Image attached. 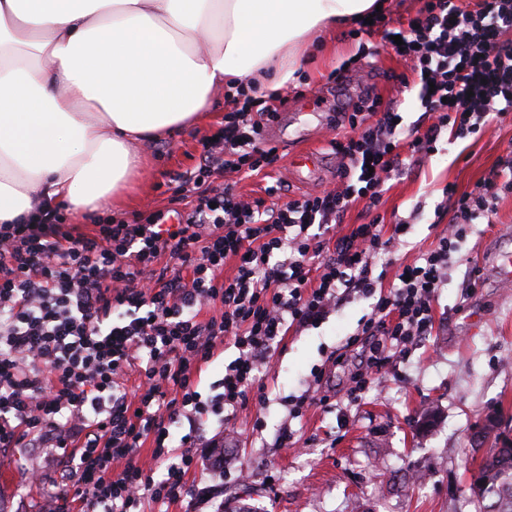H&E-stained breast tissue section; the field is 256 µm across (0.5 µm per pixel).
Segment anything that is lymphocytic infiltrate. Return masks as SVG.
Listing matches in <instances>:
<instances>
[{
    "instance_id": "1",
    "label": "lymphocytic infiltrate",
    "mask_w": 512,
    "mask_h": 512,
    "mask_svg": "<svg viewBox=\"0 0 512 512\" xmlns=\"http://www.w3.org/2000/svg\"><path fill=\"white\" fill-rule=\"evenodd\" d=\"M509 30L512 0H424L404 26L382 14L360 23L362 34L401 36L394 51L409 70L396 80L417 86L426 121L404 126L369 94L350 103L329 141L342 158V190L292 196L279 181L251 200L220 184L224 173L257 174L278 160L262 131L288 98L241 83L223 128L181 177L175 223L146 211L84 234L45 209L35 223L0 224V448H45L56 458L54 475L33 478L53 485L39 512H163L174 503L201 512L224 440L201 442L199 425L212 414L232 420L248 397L265 403L261 369L290 328L317 327L347 299L373 300L349 341L362 357L352 401L392 350L428 335L459 239L495 210V180L460 195L446 188L447 233L385 294L376 260L406 225L387 230L373 219L336 242L325 235L352 201L375 210L404 156L425 159L443 131L467 137L498 102L512 106ZM227 340L238 355L219 393L203 398L197 373ZM144 447L148 465L138 459Z\"/></svg>"
}]
</instances>
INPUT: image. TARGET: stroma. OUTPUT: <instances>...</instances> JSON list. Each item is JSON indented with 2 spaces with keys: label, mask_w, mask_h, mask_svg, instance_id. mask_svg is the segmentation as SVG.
I'll list each match as a JSON object with an SVG mask.
<instances>
[{
  "label": "stroma",
  "mask_w": 512,
  "mask_h": 512,
  "mask_svg": "<svg viewBox=\"0 0 512 512\" xmlns=\"http://www.w3.org/2000/svg\"><path fill=\"white\" fill-rule=\"evenodd\" d=\"M406 67L380 35L355 39L345 27L317 33L287 84V107L264 129L266 142L279 148L280 170L302 150L320 152L317 181L290 184L291 194L338 187L341 158L328 144L329 122L364 92L396 104L404 125L419 119L416 89L393 79ZM227 91L218 86L198 122L148 146L123 206L70 212L68 223L88 233L109 218L171 209L178 175L195 170L203 138L224 125ZM511 159L512 111L465 139L442 133L430 161L387 181L376 214L381 224L400 221L408 230L403 245L378 262L383 287L437 244L448 224L437 216L444 188L471 191ZM504 253L512 254L511 187L499 188L489 221L467 226L433 304L429 336L395 353L357 401L346 395L351 365L344 352L370 301L342 302L319 327L289 330L262 379L268 403L248 400L224 426L214 416L206 422V437L224 435V472L211 479L224 512H479L471 473L486 448L512 443V275L499 270ZM318 369L325 380L315 390ZM308 390L314 403L292 417V399ZM489 414L500 428L481 443ZM286 429L295 440L288 448L280 445ZM46 465L40 453L22 467L13 454H0V512H38L51 487L30 485L25 470Z\"/></svg>",
  "instance_id": "obj_1"
}]
</instances>
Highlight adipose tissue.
<instances>
[{"label":"adipose tissue","instance_id":"adipose-tissue-1","mask_svg":"<svg viewBox=\"0 0 512 512\" xmlns=\"http://www.w3.org/2000/svg\"><path fill=\"white\" fill-rule=\"evenodd\" d=\"M376 0H0V224L110 206L138 146L197 121L225 75L290 79L315 32Z\"/></svg>","mask_w":512,"mask_h":512}]
</instances>
